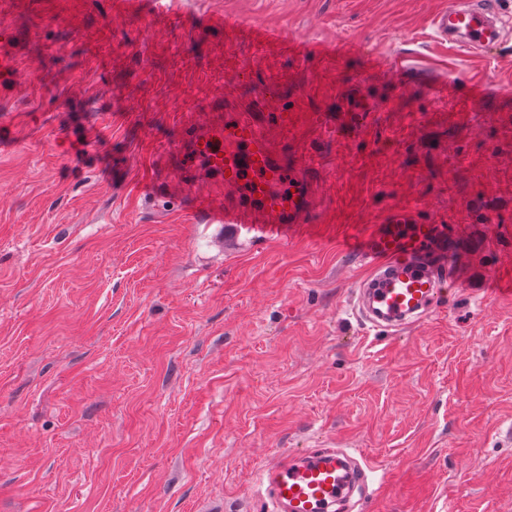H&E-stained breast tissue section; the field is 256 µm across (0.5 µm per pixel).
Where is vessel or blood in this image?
Segmentation results:
<instances>
[{
	"label": "vessel or blood",
	"instance_id": "b4317fda",
	"mask_svg": "<svg viewBox=\"0 0 512 512\" xmlns=\"http://www.w3.org/2000/svg\"><path fill=\"white\" fill-rule=\"evenodd\" d=\"M431 26L437 38L474 53L487 52L512 36V21L504 18L496 0H449ZM0 86L23 89L13 35L5 28L0 30ZM188 148L201 163L203 180H216L246 197L245 203L233 205L211 195L196 197L195 209L209 223L245 224L265 234L307 223L308 181L274 158L258 113L240 112L218 130L193 132ZM346 249L372 270L362 289L371 326L402 328L437 304L450 259L445 225L417 222L398 210L372 231L349 234ZM370 471L333 442L290 461L269 463L262 483L275 512H327L367 482Z\"/></svg>",
	"mask_w": 512,
	"mask_h": 512
}]
</instances>
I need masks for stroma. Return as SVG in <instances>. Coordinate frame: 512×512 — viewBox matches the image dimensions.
I'll return each instance as SVG.
<instances>
[{
    "label": "stroma",
    "mask_w": 512,
    "mask_h": 512,
    "mask_svg": "<svg viewBox=\"0 0 512 512\" xmlns=\"http://www.w3.org/2000/svg\"><path fill=\"white\" fill-rule=\"evenodd\" d=\"M447 4L0 0L28 86L0 94V512H267L263 468L333 441L374 469L343 512H512V40L448 47ZM338 39L358 54L295 49ZM260 92L271 151L311 165L281 235L200 221L183 153ZM395 209L452 262L388 331L344 240Z\"/></svg>",
    "instance_id": "1"
}]
</instances>
